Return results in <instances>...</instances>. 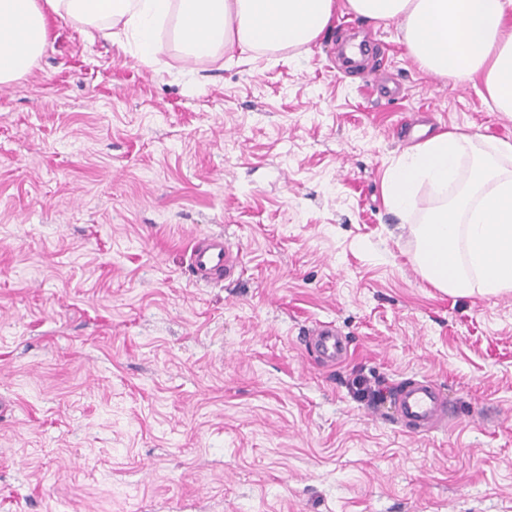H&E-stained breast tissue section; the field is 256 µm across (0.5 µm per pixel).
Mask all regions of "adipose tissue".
<instances>
[{
    "instance_id": "1",
    "label": "adipose tissue",
    "mask_w": 512,
    "mask_h": 512,
    "mask_svg": "<svg viewBox=\"0 0 512 512\" xmlns=\"http://www.w3.org/2000/svg\"><path fill=\"white\" fill-rule=\"evenodd\" d=\"M340 9L366 22L402 20L422 67L482 75L496 110L512 112V0H0V84L31 72L54 19L96 29L150 63L169 23L182 53L202 60L314 44Z\"/></svg>"
}]
</instances>
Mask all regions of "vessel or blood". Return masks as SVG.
Masks as SVG:
<instances>
[{
  "label": "vessel or blood",
  "instance_id": "1",
  "mask_svg": "<svg viewBox=\"0 0 512 512\" xmlns=\"http://www.w3.org/2000/svg\"><path fill=\"white\" fill-rule=\"evenodd\" d=\"M190 268L197 281H221L232 272L231 245L223 235H210L204 242L193 244ZM309 337L320 355L329 360L338 359L345 346L333 325L320 323L313 326ZM394 412L403 424L421 432L430 431L436 424L453 420L455 410L443 398L437 384L430 379H416L403 385L397 393Z\"/></svg>",
  "mask_w": 512,
  "mask_h": 512
}]
</instances>
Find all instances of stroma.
I'll return each instance as SVG.
<instances>
[{"label":"stroma","instance_id":"stroma-1","mask_svg":"<svg viewBox=\"0 0 512 512\" xmlns=\"http://www.w3.org/2000/svg\"><path fill=\"white\" fill-rule=\"evenodd\" d=\"M51 28L0 85V512H512V292L430 285L400 223L438 195L404 220L384 195L413 118L512 143L482 78L426 71L398 20L198 61L166 29L154 69ZM214 233L240 262L207 286L189 254ZM422 376L448 427L396 419ZM309 337L320 355L329 360L338 359L344 352L345 346L336 336V329L331 323L316 324L309 330Z\"/></svg>","mask_w":512,"mask_h":512}]
</instances>
